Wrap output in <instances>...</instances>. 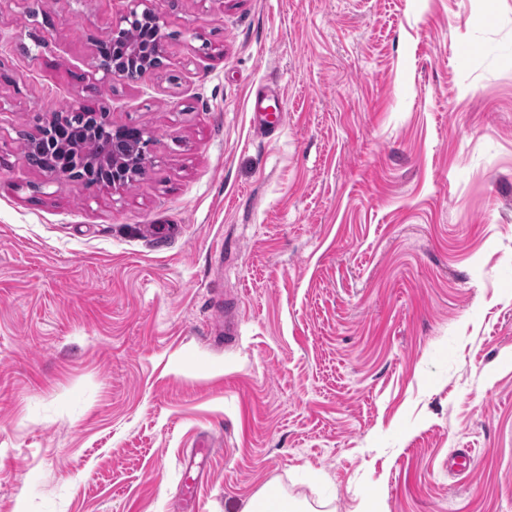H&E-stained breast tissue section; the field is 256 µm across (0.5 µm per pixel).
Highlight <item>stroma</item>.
Instances as JSON below:
<instances>
[{"label": "stroma", "instance_id": "35a3bbf8", "mask_svg": "<svg viewBox=\"0 0 512 512\" xmlns=\"http://www.w3.org/2000/svg\"><path fill=\"white\" fill-rule=\"evenodd\" d=\"M125 6L0 0V512H181L204 437L195 512H512V0H153L164 68L108 84ZM78 104L141 182L28 164ZM263 100L257 99L256 105L254 108V126L256 131L260 135L271 136L274 131L279 127L278 118H273L276 113L267 112L268 107H263ZM88 118L89 131L93 134L100 126L108 127L112 130V136L105 131L97 133L95 136L84 137L82 132L87 122V112H81L78 109L68 113L69 124L74 130L77 138L74 142V153L82 161L93 157H103L112 154V172L113 177L110 183L100 184L111 188H123L134 185L144 178L150 163L148 150H140V144L145 142L147 136H150L144 128L130 124H117L112 120L111 112L101 110L99 112L89 110ZM66 112L55 111L45 116L38 117L32 134L33 139L44 137L49 131L59 142L57 144V154L51 157V164L55 166L53 170H45L57 177L70 181H81L74 174L79 171V167L67 166L66 163L72 156L71 147L67 142L68 133H66ZM145 137V139H143ZM151 137V136H150ZM140 144H136V140ZM153 141L152 137L147 142L145 148ZM136 148H139V150ZM212 446L213 443L210 439L198 443L196 448H192L190 454L182 460L184 475L182 487L184 488V498L186 502L191 501L195 485L209 475V473L204 470V467L214 449ZM309 510L303 500L288 496L274 483L266 484L246 504L242 512H305Z\"/></svg>", "mask_w": 512, "mask_h": 512}]
</instances>
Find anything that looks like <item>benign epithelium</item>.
<instances>
[{
  "label": "benign epithelium",
  "mask_w": 512,
  "mask_h": 512,
  "mask_svg": "<svg viewBox=\"0 0 512 512\" xmlns=\"http://www.w3.org/2000/svg\"><path fill=\"white\" fill-rule=\"evenodd\" d=\"M126 10L120 16L108 35L114 43L124 41L127 33L137 27L148 25L153 28L154 38L130 45L113 64L106 65L91 59L90 67L103 74L109 81L135 80L147 73L163 67L165 43L167 41L166 23L163 17L150 5V0H127ZM67 113L55 111L37 119L32 129L31 138L39 139L50 133L58 141L57 154L51 158L54 169L49 174L70 181L77 180V167L67 165L72 156L67 142ZM89 133H94L101 126L112 130V172L113 177L108 186L123 188L134 185L144 178L150 163L149 152L138 149V143L145 142L148 133L136 125L117 124L112 120V113L105 110L88 112Z\"/></svg>",
  "instance_id": "obj_1"
}]
</instances>
